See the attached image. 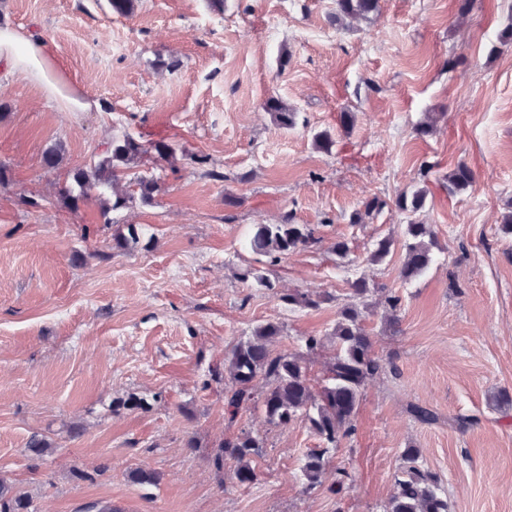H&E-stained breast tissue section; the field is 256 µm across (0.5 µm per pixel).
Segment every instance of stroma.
<instances>
[{"mask_svg":"<svg viewBox=\"0 0 512 512\" xmlns=\"http://www.w3.org/2000/svg\"><path fill=\"white\" fill-rule=\"evenodd\" d=\"M460 3L380 0L377 15L346 30L332 20L335 0H224L220 13L208 0H139L129 17L109 0H0V24L48 41L93 103L66 111L0 70V475L31 512L95 502L119 512H383L408 447L439 474L450 512H512V403L498 400L512 393V235L501 231L512 211V44L498 39L512 0H470L464 14ZM271 96L297 112L294 129L263 110ZM343 111L355 113L353 128L339 125ZM430 114L433 132L418 135ZM116 128L174 153L147 164L163 186L155 202L106 221L97 203L65 206L58 188ZM321 130L336 141L331 152L312 142ZM51 148L54 169L43 164ZM460 163L474 182L451 196L438 181ZM425 185L420 219L434 233V262L405 281L406 217L387 208L366 224L348 219L367 199ZM285 215L315 227L318 244L274 265L243 249L251 225ZM127 224L149 230L131 251L113 242ZM383 237L391 253L368 262ZM339 238L351 244L343 259L330 251ZM251 262L275 290L334 300L288 310L275 290L237 277ZM358 277L400 297V322L389 327L375 304L365 312L392 367L366 383L356 432L331 459L351 474L338 497L295 478L319 445L307 422L273 427L247 411L228 426L224 387L208 369L276 321L275 350L323 340L307 358L320 386L336 302ZM131 393L150 408L113 413ZM413 404L433 409L436 423L414 420ZM459 415L475 425L450 426ZM234 428L263 440L247 488L212 463ZM35 435L50 444L40 458L28 451ZM136 467L158 472L159 484L133 482Z\"/></svg>","mask_w":512,"mask_h":512,"instance_id":"stroma-1","label":"stroma"}]
</instances>
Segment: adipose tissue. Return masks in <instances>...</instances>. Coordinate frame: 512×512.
I'll use <instances>...</instances> for the list:
<instances>
[{
	"label": "adipose tissue",
	"mask_w": 512,
	"mask_h": 512,
	"mask_svg": "<svg viewBox=\"0 0 512 512\" xmlns=\"http://www.w3.org/2000/svg\"><path fill=\"white\" fill-rule=\"evenodd\" d=\"M0 68L38 85L67 111L83 112L90 107L71 88L49 44L23 29L8 24L0 27Z\"/></svg>",
	"instance_id": "ef3b65f1"
}]
</instances>
